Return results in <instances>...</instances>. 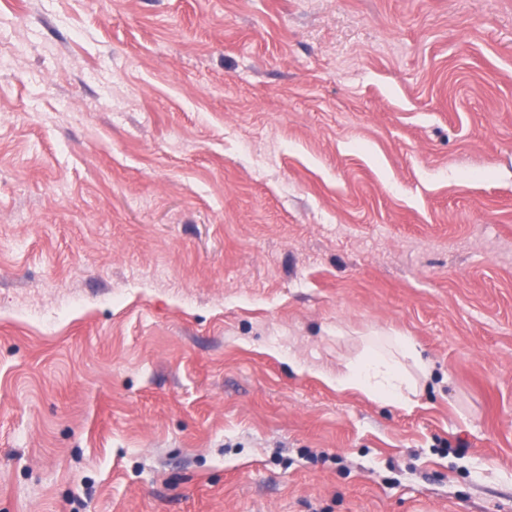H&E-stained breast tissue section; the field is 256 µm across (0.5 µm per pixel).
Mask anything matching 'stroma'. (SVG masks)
<instances>
[{
  "instance_id": "35a3bbf8",
  "label": "stroma",
  "mask_w": 512,
  "mask_h": 512,
  "mask_svg": "<svg viewBox=\"0 0 512 512\" xmlns=\"http://www.w3.org/2000/svg\"><path fill=\"white\" fill-rule=\"evenodd\" d=\"M0 512H512V0H0ZM336 385L355 388L371 399L384 403H412L417 386L402 370L399 362L380 354H370L359 366L348 367L344 376H336Z\"/></svg>"
}]
</instances>
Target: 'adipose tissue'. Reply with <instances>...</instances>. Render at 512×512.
I'll return each mask as SVG.
<instances>
[{
    "label": "adipose tissue",
    "instance_id": "adipose-tissue-1",
    "mask_svg": "<svg viewBox=\"0 0 512 512\" xmlns=\"http://www.w3.org/2000/svg\"><path fill=\"white\" fill-rule=\"evenodd\" d=\"M337 385L355 388L369 398L385 403H406L416 394L413 379L404 373L399 360L380 354H371L359 366L336 379Z\"/></svg>",
    "mask_w": 512,
    "mask_h": 512
}]
</instances>
